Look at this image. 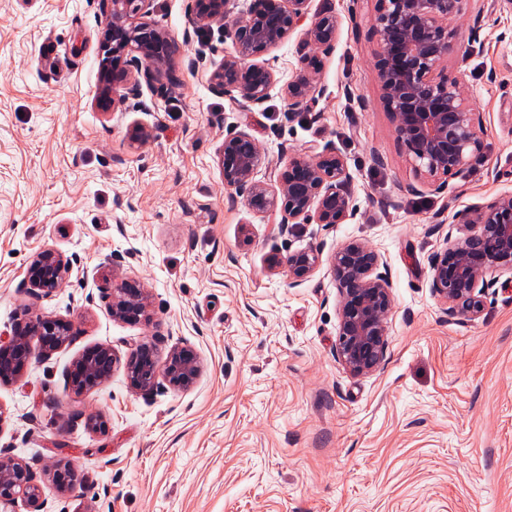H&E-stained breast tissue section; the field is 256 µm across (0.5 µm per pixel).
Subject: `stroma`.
<instances>
[{"instance_id":"35a3bbf8","label":"stroma","mask_w":512,"mask_h":512,"mask_svg":"<svg viewBox=\"0 0 512 512\" xmlns=\"http://www.w3.org/2000/svg\"><path fill=\"white\" fill-rule=\"evenodd\" d=\"M378 0H311L338 29L321 52L314 98L289 109L279 87L244 108L210 76L235 51L246 0L224 22L190 24L192 0H154L178 84L142 85L110 113L99 85L102 0H0V334L25 312L74 321L70 343L0 385V451L23 458L47 512H512V281L485 288L474 319L451 318L430 261L453 216L512 194V10L464 0L448 59L483 115L482 148L447 183H424L394 133L374 70ZM303 29L260 53L281 83L307 54ZM148 137L136 143L134 128ZM245 130L272 184L299 155L347 165L354 215L282 227L224 185V141ZM361 239L383 257L393 309L378 371L336 359L337 289L329 258ZM74 258L68 278L34 297L33 255ZM320 250L307 279L265 259ZM139 279L150 319H113V280ZM142 340L187 346L201 374L133 389L116 369L74 396L85 349L127 357ZM91 417L107 424L87 429ZM72 461V488L52 487Z\"/></svg>"}]
</instances>
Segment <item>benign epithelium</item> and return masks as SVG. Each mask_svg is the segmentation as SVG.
I'll use <instances>...</instances> for the list:
<instances>
[{
  "mask_svg": "<svg viewBox=\"0 0 512 512\" xmlns=\"http://www.w3.org/2000/svg\"><path fill=\"white\" fill-rule=\"evenodd\" d=\"M152 0H103L106 23L102 32L104 56L96 105L107 112L115 107L118 88L136 94L141 82L163 78L174 82L170 67V39L157 24L147 20ZM233 0H194L191 23L221 22ZM310 0H253L248 15L235 29V53L213 71L214 90L235 93L245 107L262 104L276 85V74L254 57L288 39L304 27L305 41L314 53L304 56L295 79L283 87L288 106H303L315 91L320 61L317 52L330 49L337 30L329 11L309 14ZM464 0H379L373 18L376 35L374 69L383 90V101L392 116L397 140L417 173L435 181L462 170L469 156L482 146L480 112L468 101L456 78L448 77V58L456 30L451 21ZM262 162L258 141L240 131L224 141L220 165L224 186L245 198L255 213L276 209L282 223L296 224L312 218L318 224H343L351 216L349 174L342 156L325 153L298 156L288 162L275 184L255 180ZM456 236L430 262L432 288L450 317L476 318L483 311L482 290L493 273L512 274V195L501 194L456 215ZM322 264L313 249L267 258L272 273L288 270L302 281ZM338 292L336 358L353 376H367L382 365L388 348V319L392 291L380 272L381 254L369 243L351 240L329 260ZM72 260L54 250L38 252L28 263L25 283L35 296L48 295L70 274ZM112 317L130 323L149 319L148 296L134 279L112 282ZM39 341L40 354L52 355L72 340L69 320L35 314L17 324L10 336L0 337V383L20 377L32 363L29 337ZM117 355L108 346L83 351L69 371V385L76 394L101 388L112 377ZM199 359L188 347L176 346L166 357L156 345H136L125 363L130 384L151 393L159 379L175 386L195 382ZM23 498L29 512H44L45 488L34 482L22 460L0 455V503L9 506Z\"/></svg>",
  "mask_w": 512,
  "mask_h": 512,
  "instance_id": "obj_1",
  "label": "benign epithelium"
}]
</instances>
